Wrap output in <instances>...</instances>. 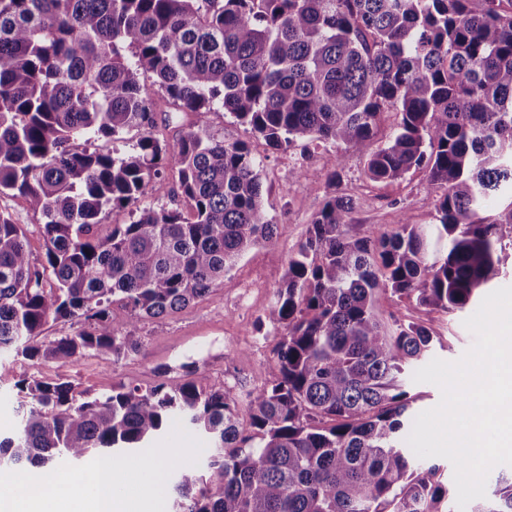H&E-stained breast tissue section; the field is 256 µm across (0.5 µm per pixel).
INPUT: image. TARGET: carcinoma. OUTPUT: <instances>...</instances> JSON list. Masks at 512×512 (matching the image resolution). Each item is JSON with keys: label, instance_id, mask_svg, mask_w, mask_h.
I'll return each mask as SVG.
<instances>
[{"label": "carcinoma", "instance_id": "1", "mask_svg": "<svg viewBox=\"0 0 512 512\" xmlns=\"http://www.w3.org/2000/svg\"><path fill=\"white\" fill-rule=\"evenodd\" d=\"M158 94L180 113L172 145L153 135ZM219 108L274 149L344 144L376 181L427 169L443 189L436 223L352 235L354 203L325 201L265 315L285 333L279 378L249 394L251 432L232 390L191 379L90 399L21 378L0 467L96 449L117 460L180 418L210 453L200 468L161 453L172 512H446L440 466L404 443L407 379L435 336L383 301L461 312L512 250V201L478 217L488 196H512V0H0V193L27 199L46 244L33 262L0 214V351L115 361L137 351L124 325L188 306L274 243L261 162L188 120ZM388 111L400 121L381 144ZM131 129L124 156L81 147ZM167 164L190 211L143 209L101 233ZM62 321L75 329L38 341ZM471 512H512V472Z\"/></svg>", "mask_w": 512, "mask_h": 512}]
</instances>
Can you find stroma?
Instances as JSON below:
<instances>
[{
    "instance_id": "obj_1",
    "label": "stroma",
    "mask_w": 512,
    "mask_h": 512,
    "mask_svg": "<svg viewBox=\"0 0 512 512\" xmlns=\"http://www.w3.org/2000/svg\"><path fill=\"white\" fill-rule=\"evenodd\" d=\"M203 121L223 130L227 141L248 142L261 160L263 207L277 226L274 243L249 249L222 283L187 308L127 325L137 350L117 361L88 354L61 364L1 353L0 432L9 433L15 425L17 399L13 383L24 376L48 381L63 378L96 396L122 384L145 388L185 375L203 387L233 390L238 396L239 426L250 431L253 410L249 392L271 385L279 375L275 349L283 329L264 322L262 316L285 282L290 255L305 239L309 225L328 197L336 194L353 200L349 222L354 234L365 232L372 225L391 227L402 220L411 224L435 221L434 203L440 189L425 170H410L394 182H378L368 177L363 157L345 145L313 144L304 154L296 148L275 150L227 112L208 113ZM184 206L179 171L171 164L166 165L164 177L152 183L148 194L136 205L156 210ZM0 213L24 225L31 258L42 261V219L26 199L13 191L0 194ZM386 309L401 320L433 327L439 340L432 357L457 360L474 342L463 325L465 313L435 312L408 300L387 303ZM205 446V437L181 421L162 433L152 447L126 454L114 463L113 469L121 474L127 464H146L161 448L175 450L184 463L200 466L206 459ZM102 459V454L94 451L75 462L29 465L14 471V487L26 491L43 476L53 475L60 500L71 505V512H82L86 492L82 480L95 471Z\"/></svg>"
}]
</instances>
